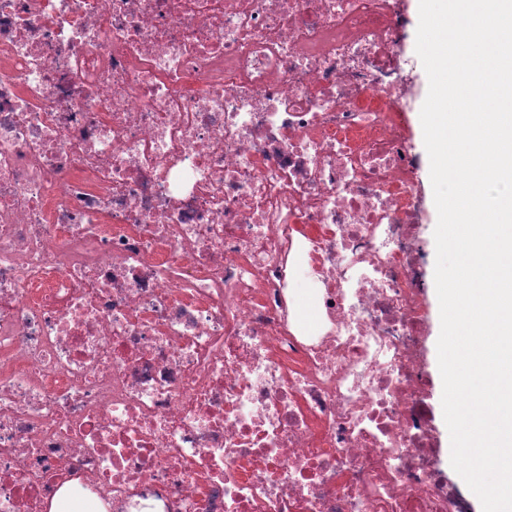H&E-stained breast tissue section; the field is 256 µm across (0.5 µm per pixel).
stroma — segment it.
I'll list each match as a JSON object with an SVG mask.
<instances>
[{
    "mask_svg": "<svg viewBox=\"0 0 512 512\" xmlns=\"http://www.w3.org/2000/svg\"><path fill=\"white\" fill-rule=\"evenodd\" d=\"M401 8L403 15L402 52L406 62V72L413 87V95L406 105L405 115L408 134L417 158L416 177L421 209L419 247L422 254V297L428 305L423 371L430 382L428 402L437 418L435 424L438 448L437 465L440 471L455 483L458 482L459 477L450 464L447 430L440 420L442 404L436 349L440 333V315L434 280L436 260L434 230L437 224V211L430 180L429 159L424 147L420 121V110L428 92V78L415 51L419 0H402Z\"/></svg>",
    "mask_w": 512,
    "mask_h": 512,
    "instance_id": "1",
    "label": "stroma"
}]
</instances>
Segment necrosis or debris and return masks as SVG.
<instances>
[{
  "mask_svg": "<svg viewBox=\"0 0 512 512\" xmlns=\"http://www.w3.org/2000/svg\"><path fill=\"white\" fill-rule=\"evenodd\" d=\"M401 27L400 0H0V512L68 483L471 512L435 466Z\"/></svg>",
  "mask_w": 512,
  "mask_h": 512,
  "instance_id": "1",
  "label": "necrosis or debris"
}]
</instances>
